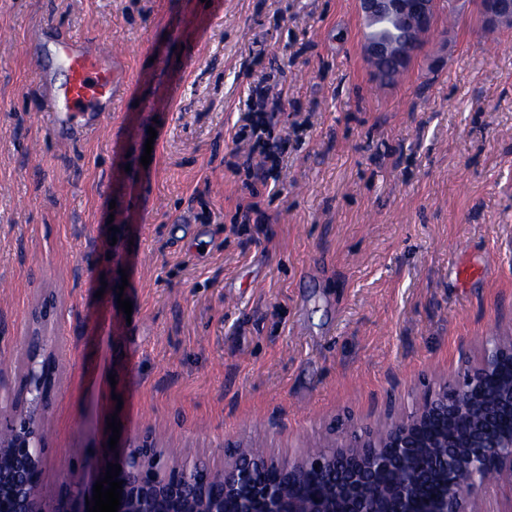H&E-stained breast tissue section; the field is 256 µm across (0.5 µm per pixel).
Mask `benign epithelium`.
I'll use <instances>...</instances> for the list:
<instances>
[{"instance_id":"1","label":"benign epithelium","mask_w":512,"mask_h":512,"mask_svg":"<svg viewBox=\"0 0 512 512\" xmlns=\"http://www.w3.org/2000/svg\"><path fill=\"white\" fill-rule=\"evenodd\" d=\"M365 23L387 18L416 30L409 37L367 39L363 55L380 83L388 69L410 66L433 30L438 0H359ZM487 28L512 25V0H474ZM42 311L26 337L29 354L12 409L0 410V512L76 511L68 501L50 507L41 491L47 463L44 421L57 377V347L49 343ZM26 423L18 422L19 413ZM512 336L494 337L480 359L425 390L415 408L383 425L363 423L339 443L308 450L298 460L254 456L242 449L216 466L204 456L174 460L144 431L113 463L121 466L118 512H468L466 503L485 475L512 500ZM340 488L296 493L306 473L334 474Z\"/></svg>"}]
</instances>
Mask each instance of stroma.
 Here are the masks:
<instances>
[{
  "label": "stroma",
  "mask_w": 512,
  "mask_h": 512,
  "mask_svg": "<svg viewBox=\"0 0 512 512\" xmlns=\"http://www.w3.org/2000/svg\"><path fill=\"white\" fill-rule=\"evenodd\" d=\"M47 21L132 82L69 146L29 65ZM364 34L357 0H0V362L16 386L53 299L47 501L85 506L110 416L182 456L258 437L295 459L512 331V28L440 10L393 85ZM261 79L282 162L238 174Z\"/></svg>",
  "instance_id": "stroma-1"
}]
</instances>
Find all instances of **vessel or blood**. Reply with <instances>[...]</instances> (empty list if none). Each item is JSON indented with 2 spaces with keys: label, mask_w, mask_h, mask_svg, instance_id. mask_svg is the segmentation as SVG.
Masks as SVG:
<instances>
[{
  "label": "vessel or blood",
  "mask_w": 512,
  "mask_h": 512,
  "mask_svg": "<svg viewBox=\"0 0 512 512\" xmlns=\"http://www.w3.org/2000/svg\"><path fill=\"white\" fill-rule=\"evenodd\" d=\"M35 37L53 46L67 72L60 84L44 77L41 89L48 103L47 124L58 141L68 145L98 130L113 101L129 91L125 60L50 23Z\"/></svg>",
  "instance_id": "vessel-or-blood-1"
}]
</instances>
